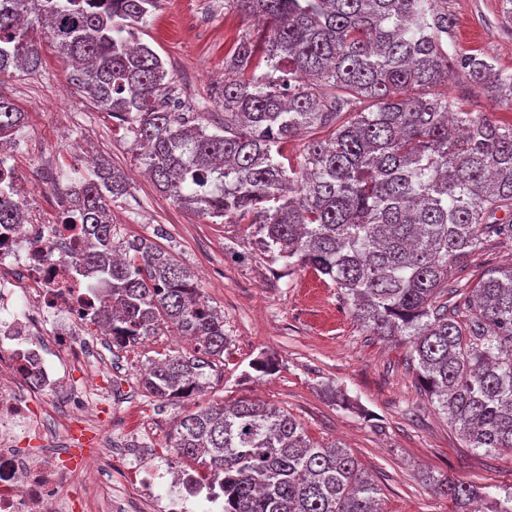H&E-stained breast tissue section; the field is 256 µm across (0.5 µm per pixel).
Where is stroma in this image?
Listing matches in <instances>:
<instances>
[{"label":"stroma","mask_w":512,"mask_h":512,"mask_svg":"<svg viewBox=\"0 0 512 512\" xmlns=\"http://www.w3.org/2000/svg\"><path fill=\"white\" fill-rule=\"evenodd\" d=\"M503 7V0H448L456 53H484L511 72L512 24L505 23ZM253 28L224 0H161L138 37L165 62L182 111L219 122L223 85L211 75L223 71L236 40ZM35 36L41 68L0 74V93L26 118L11 162L29 187L32 218L59 223L61 191L74 168L87 156L109 158L128 182L127 194L109 204L120 234L155 239L195 274L224 316L223 361L207 369L201 391L173 405L159 406L148 396L139 385L140 372L170 351L191 353V345L165 331L134 349L113 350L105 363L121 397L99 415L110 424L113 440L134 438L169 460L166 441L179 415L259 399L289 413L314 443L346 447L378 484L381 512H452V503L434 494L432 476L488 485L496 493L512 487V454L487 456L466 448L421 392L407 345L366 333L329 279L271 262L246 225L212 223L159 192L142 173L132 133L76 90L70 62L44 29ZM511 264L512 242L493 240L449 280H471ZM266 357L277 364L270 375L253 368ZM329 386L341 389L357 410L328 400Z\"/></svg>","instance_id":"35a3bbf8"}]
</instances>
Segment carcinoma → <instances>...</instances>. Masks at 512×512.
Returning <instances> with one entry per match:
<instances>
[{
  "label": "carcinoma",
  "instance_id": "1",
  "mask_svg": "<svg viewBox=\"0 0 512 512\" xmlns=\"http://www.w3.org/2000/svg\"><path fill=\"white\" fill-rule=\"evenodd\" d=\"M159 2L0 0V73L39 68L32 30L48 23L74 85L133 133L160 192L250 225L273 261L328 277L367 333L408 344L427 398L466 447L511 454L512 266L452 289L448 276L485 242L512 241V123L440 87L455 66L489 105L511 103L512 72L481 53H448V0H231L262 28L224 57V124L211 131L170 107L165 63L130 43ZM25 127L0 96V135ZM321 128L331 137L283 162L288 141ZM127 187L120 169L97 163L63 193V223L112 290L115 347L168 326L193 343L194 354H167L140 378L173 404L224 358V315L173 255L120 237L106 196ZM167 448L222 481L224 512H380L378 485L347 450L314 444L258 401L183 415ZM432 483L455 512L476 499L512 512V490Z\"/></svg>",
  "mask_w": 512,
  "mask_h": 512
}]
</instances>
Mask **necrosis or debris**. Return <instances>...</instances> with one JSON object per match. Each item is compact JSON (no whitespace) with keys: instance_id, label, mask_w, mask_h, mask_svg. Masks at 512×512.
I'll list each match as a JSON object with an SVG mask.
<instances>
[{"instance_id":"obj_1","label":"necrosis or debris","mask_w":512,"mask_h":512,"mask_svg":"<svg viewBox=\"0 0 512 512\" xmlns=\"http://www.w3.org/2000/svg\"><path fill=\"white\" fill-rule=\"evenodd\" d=\"M108 286L80 272L78 255L55 224L0 225V512H88L74 495L80 479L103 468L111 450L106 428L90 418L105 398L97 388H76L67 364L93 376L99 362L85 352L81 298L97 301ZM65 399L63 430L70 449L47 448L42 414ZM127 468V484L149 512H223L224 493L203 475L182 469L174 486Z\"/></svg>"}]
</instances>
